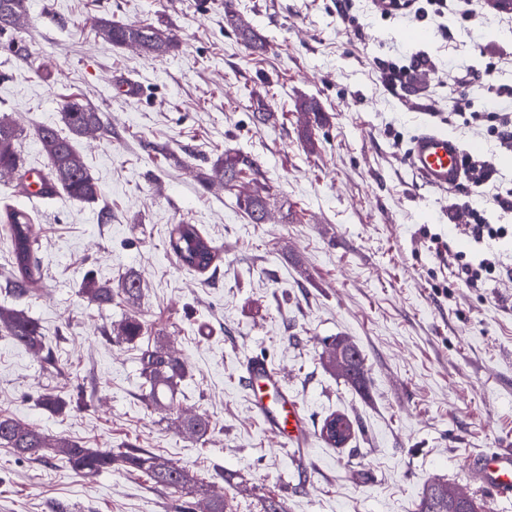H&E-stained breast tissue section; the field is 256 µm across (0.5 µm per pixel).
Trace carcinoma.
<instances>
[{
	"instance_id": "obj_1",
	"label": "carcinoma",
	"mask_w": 512,
	"mask_h": 512,
	"mask_svg": "<svg viewBox=\"0 0 512 512\" xmlns=\"http://www.w3.org/2000/svg\"><path fill=\"white\" fill-rule=\"evenodd\" d=\"M225 21L233 26L242 42L254 52L265 48L263 38L252 28L243 24L232 9V0H224ZM99 33L116 46L137 45L147 55L160 56L177 47L174 35L152 25H127L100 18L96 22ZM64 120L69 135L53 128H43L38 137L50 162V182L61 188L69 198L82 203H93L99 199L100 188L84 164L78 161L71 138L104 130L101 113L80 101H71L64 109ZM19 130L4 119H0V173H12L22 166L18 141ZM259 171L257 161L249 156L225 155L213 164L212 173L202 176L206 184L217 175L229 186L243 171ZM268 191L264 186L238 197L251 220L264 222L267 213ZM5 233L9 237L13 255V269L8 283L13 294L23 297L32 292L39 278V267L35 258L36 241L31 233L28 214L19 209L5 212ZM167 248L185 268L204 272L220 258V255L200 230L193 224H177L170 234ZM82 293L91 302L103 307L112 304V286L93 277L84 282ZM140 319L131 315L110 329V334L124 342H134L143 334ZM0 331L19 345L34 352L43 351L44 333L37 320L27 311L0 306ZM333 351L349 354V364L341 375L353 385L364 382L363 358L360 352L344 340L336 341ZM142 375L149 387L147 399L157 409L173 404L178 385L185 377L183 361L165 353L161 347L142 350ZM185 427L199 438L206 437L212 428L210 420L193 416L185 421ZM0 447L10 448L19 455H37L45 458L51 454L65 457L72 468L81 474H97L118 463L130 472L147 475L155 484L182 493L193 489L197 481L188 472L181 470L160 456L139 448H129L114 455L110 449L88 448L79 441L66 438H51L40 429L22 423L12 417L0 415ZM447 482L433 481L422 492L415 512H460L459 505L448 496Z\"/></svg>"
}]
</instances>
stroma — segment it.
I'll list each match as a JSON object with an SVG mask.
<instances>
[{"label": "stroma", "mask_w": 512, "mask_h": 512, "mask_svg": "<svg viewBox=\"0 0 512 512\" xmlns=\"http://www.w3.org/2000/svg\"><path fill=\"white\" fill-rule=\"evenodd\" d=\"M376 2L352 0L344 22L336 0H233L266 40L258 55L225 22L224 0H27L25 25L0 34V117L23 132L21 168L0 176V210L31 214L40 280L23 298L6 290L12 256L0 235V306L36 319L45 351L0 332V414L91 448L160 455L223 498L225 512H262L269 500L284 512H414L433 479L478 495L470 459L512 448V276L498 269L467 287L428 236L473 263H512V211L484 207L506 232L475 242L466 222H449L479 204L475 187L423 185L406 152L423 129L447 131L478 142L476 159L512 189V145L488 121L512 113V96L493 91L512 85V24L485 0L445 18L385 16ZM99 18L160 27L177 46L159 58L114 46ZM419 29L431 38H414ZM418 53L429 62L404 83H380V63ZM489 67L491 83L453 81ZM459 96L469 106L455 117ZM74 97L102 114L103 134L73 141L101 195L29 198L20 188L32 171H50L38 131H65ZM305 101L322 123L306 126ZM260 103L274 114L265 124ZM226 154L256 158L259 177L203 184ZM257 182L270 189L262 224L237 204ZM182 223L221 248L216 272L167 252ZM89 275L112 285L110 306L84 297ZM127 276L141 284L132 299L120 291ZM132 314L144 324L136 343L109 336ZM339 338L361 351L363 386L327 364ZM154 343L187 366L165 411L144 397L140 354ZM250 353L285 375L309 422L307 448L282 451L252 413L241 369ZM47 395L64 411L46 409ZM336 413L358 426L341 447L320 435ZM189 414L208 416L207 437L184 432ZM199 498L118 464L82 476L65 459L0 447V512H193Z\"/></svg>", "instance_id": "stroma-1"}]
</instances>
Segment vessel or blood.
<instances>
[{"label": "vessel or blood", "instance_id": "b4317fda", "mask_svg": "<svg viewBox=\"0 0 512 512\" xmlns=\"http://www.w3.org/2000/svg\"><path fill=\"white\" fill-rule=\"evenodd\" d=\"M466 156V149L448 132L430 130L414 138L407 163L425 184L451 191L462 182ZM242 372L250 408L264 420L268 434L284 448L307 447V421L282 372L258 353L244 358ZM472 469L483 491L501 498L512 497V448H499L474 457Z\"/></svg>", "mask_w": 512, "mask_h": 512}]
</instances>
